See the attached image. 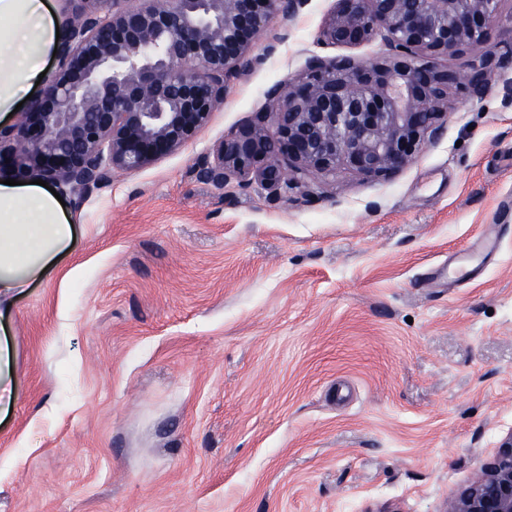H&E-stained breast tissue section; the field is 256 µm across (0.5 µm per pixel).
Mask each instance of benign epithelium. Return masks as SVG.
<instances>
[{
	"mask_svg": "<svg viewBox=\"0 0 512 512\" xmlns=\"http://www.w3.org/2000/svg\"><path fill=\"white\" fill-rule=\"evenodd\" d=\"M62 24L55 74L25 120L0 126V170L33 175L80 203L115 170L135 171L204 127L231 85L252 71L254 39L275 49V16L304 0H76ZM500 0H336L319 42L356 47L363 64L312 56L297 79L270 86L265 110L240 124L200 169L217 186L258 181L277 194L339 169L391 178L443 129L448 89L483 93L509 54H485ZM472 53L469 71L433 59ZM448 512H512V434L448 503Z\"/></svg>",
	"mask_w": 512,
	"mask_h": 512,
	"instance_id": "1",
	"label": "benign epithelium"
}]
</instances>
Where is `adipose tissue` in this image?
Wrapping results in <instances>:
<instances>
[{"label":"adipose tissue","instance_id":"obj_1","mask_svg":"<svg viewBox=\"0 0 512 512\" xmlns=\"http://www.w3.org/2000/svg\"><path fill=\"white\" fill-rule=\"evenodd\" d=\"M56 46L46 0H0V112H12L34 87ZM74 239V225L47 188L0 183V305L48 275Z\"/></svg>","mask_w":512,"mask_h":512}]
</instances>
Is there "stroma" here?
Listing matches in <instances>:
<instances>
[{
    "instance_id": "obj_1",
    "label": "stroma",
    "mask_w": 512,
    "mask_h": 512,
    "mask_svg": "<svg viewBox=\"0 0 512 512\" xmlns=\"http://www.w3.org/2000/svg\"><path fill=\"white\" fill-rule=\"evenodd\" d=\"M335 5L274 18L185 146L66 200L71 252L0 314V512H447L512 434V64L392 178L199 176L309 57L383 54L319 45Z\"/></svg>"
}]
</instances>
